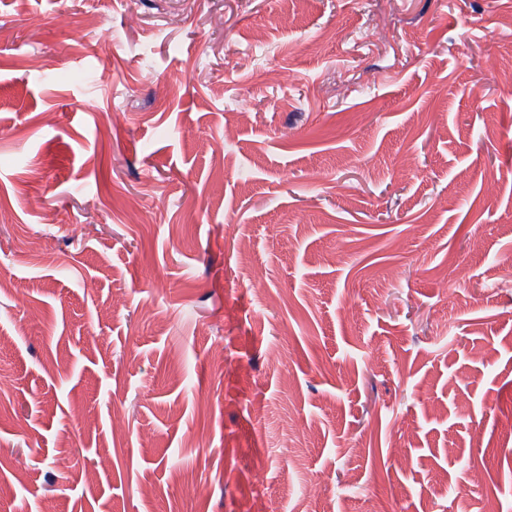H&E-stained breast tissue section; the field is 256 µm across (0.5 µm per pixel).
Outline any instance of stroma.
<instances>
[{
	"instance_id": "1",
	"label": "stroma",
	"mask_w": 512,
	"mask_h": 512,
	"mask_svg": "<svg viewBox=\"0 0 512 512\" xmlns=\"http://www.w3.org/2000/svg\"><path fill=\"white\" fill-rule=\"evenodd\" d=\"M1 275L0 512H512V0H0Z\"/></svg>"
}]
</instances>
